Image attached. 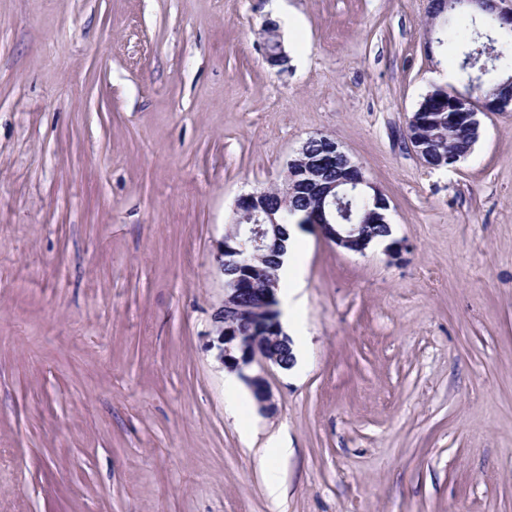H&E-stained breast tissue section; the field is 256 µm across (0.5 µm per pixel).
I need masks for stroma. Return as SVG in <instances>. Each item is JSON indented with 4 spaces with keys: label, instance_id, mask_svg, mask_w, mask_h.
Returning a JSON list of instances; mask_svg holds the SVG:
<instances>
[{
    "label": "stroma",
    "instance_id": "obj_1",
    "mask_svg": "<svg viewBox=\"0 0 512 512\" xmlns=\"http://www.w3.org/2000/svg\"><path fill=\"white\" fill-rule=\"evenodd\" d=\"M426 6L0 0V512H512V112L454 169L409 149L457 83ZM316 135L403 249L304 226L302 369L235 417L216 250ZM278 33H279L278 23L274 20H271L270 18L266 19V21L262 27V30H261V35L263 36V40H264L263 46H265L268 43V42H265V40L269 36L276 35L279 38ZM275 45L276 46L273 50L264 51V58L270 67H273V68L279 67L282 69L288 62V56L283 48V44H282L280 38L277 39V41L275 42Z\"/></svg>",
    "mask_w": 512,
    "mask_h": 512
}]
</instances>
